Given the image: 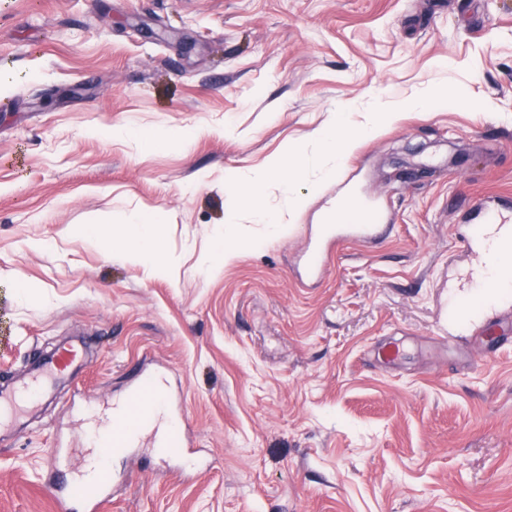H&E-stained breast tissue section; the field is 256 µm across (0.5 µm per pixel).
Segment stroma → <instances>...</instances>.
Instances as JSON below:
<instances>
[{
  "label": "stroma",
  "instance_id": "stroma-1",
  "mask_svg": "<svg viewBox=\"0 0 512 512\" xmlns=\"http://www.w3.org/2000/svg\"><path fill=\"white\" fill-rule=\"evenodd\" d=\"M378 97L400 116L361 135ZM336 115L354 143L335 176L310 156L270 176L267 211L290 186L304 206L283 233L254 223L233 178ZM352 197L391 235L334 244L300 286L310 232ZM498 197L512 0H0V372L90 342L27 426L0 429V512H57L84 407L155 362L206 457L183 478L132 449L100 512H512V342L438 324L477 268L462 217ZM135 212L161 216L171 276L121 256L112 228ZM232 214L242 240L205 272ZM389 344L399 360L378 358Z\"/></svg>",
  "mask_w": 512,
  "mask_h": 512
}]
</instances>
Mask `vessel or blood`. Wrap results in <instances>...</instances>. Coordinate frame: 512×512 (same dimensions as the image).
Instances as JSON below:
<instances>
[{"instance_id":"obj_1","label":"vessel or blood","mask_w":512,"mask_h":512,"mask_svg":"<svg viewBox=\"0 0 512 512\" xmlns=\"http://www.w3.org/2000/svg\"><path fill=\"white\" fill-rule=\"evenodd\" d=\"M357 208L362 213L358 223L322 225L318 239L307 242L298 274L301 284H312L322 277L329 249L336 239L369 243L383 234L386 229L384 213L362 202ZM463 245L466 256L479 262V271L469 282L479 301L473 304L454 297L448 300L441 311L440 325L451 330L463 326L474 316L493 312L505 299L512 298V280L499 279L492 287L487 284V272L496 268L501 247L512 245V208L492 200L482 202L469 220ZM78 358L77 347L59 348L37 365L35 375L11 388L1 387L0 427L20 420L31 405L43 398L48 380L67 372ZM170 392L168 370H149L122 400L87 412L84 425L89 435V461L96 466V477L91 481L77 479L69 484L68 497L60 503L62 512H73L78 505L91 512L112 483L111 473L100 465L103 456L115 449L135 447L143 434H152L154 447L160 448L168 458L182 456L180 433L187 419L172 407Z\"/></svg>"}]
</instances>
